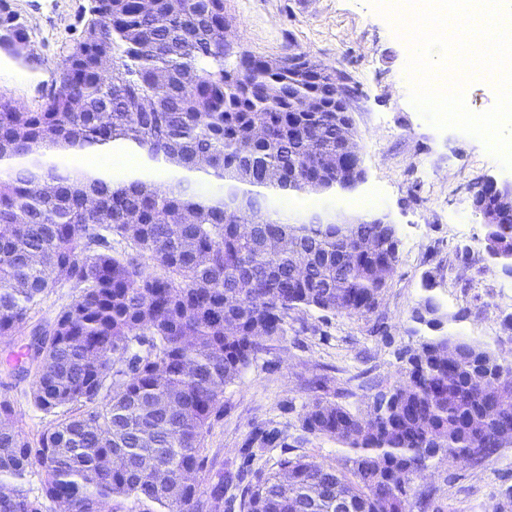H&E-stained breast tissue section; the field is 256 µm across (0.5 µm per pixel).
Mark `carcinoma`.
<instances>
[{
  "label": "carcinoma",
  "mask_w": 512,
  "mask_h": 512,
  "mask_svg": "<svg viewBox=\"0 0 512 512\" xmlns=\"http://www.w3.org/2000/svg\"><path fill=\"white\" fill-rule=\"evenodd\" d=\"M90 19L31 111L0 91V336H22L8 371L39 363L33 408L54 416L29 437L0 397V512H200L204 433L233 383L298 307L374 314L398 262L397 235L371 221L313 214L290 224L262 196L336 191L350 166L337 150L336 71L298 80L288 60L235 56L224 0H92ZM24 27L0 12V51ZM302 97L321 112H298ZM131 143L176 170L201 171L219 194L180 178L108 180L63 162ZM94 196L97 206H85ZM512 263V213L483 247ZM58 288L51 320L31 313ZM412 318L435 334L408 351L404 379L358 414L316 397L302 429L346 449L336 469L304 457L256 472L240 512H412L432 491V460L477 463L512 447V361L442 332L424 297ZM480 373L495 390L478 391ZM34 468L41 495L21 483Z\"/></svg>",
  "instance_id": "obj_1"
}]
</instances>
